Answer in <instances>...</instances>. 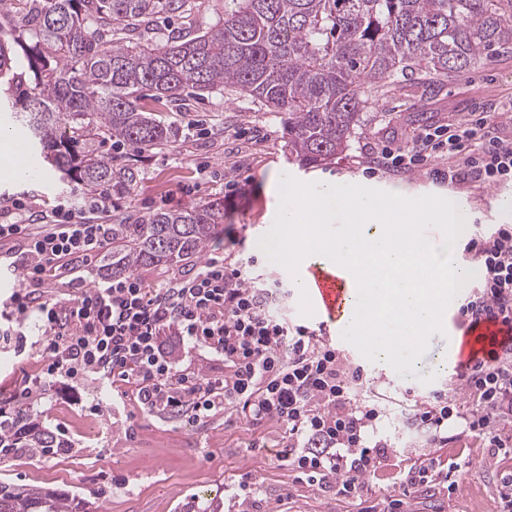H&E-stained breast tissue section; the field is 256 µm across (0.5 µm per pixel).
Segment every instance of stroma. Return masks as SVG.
<instances>
[{
    "label": "stroma",
    "mask_w": 512,
    "mask_h": 512,
    "mask_svg": "<svg viewBox=\"0 0 512 512\" xmlns=\"http://www.w3.org/2000/svg\"><path fill=\"white\" fill-rule=\"evenodd\" d=\"M510 98L512 49L442 82L398 79L366 112L348 148L320 167L306 168L289 159L280 115L230 87L199 95L187 91L163 106L167 122L179 130L174 143L116 150L106 142L98 150L117 154L119 165L135 175L130 185L111 190L116 215L131 222L158 210L219 203L224 222L209 251L239 239L242 250L256 259L252 277L262 282L286 275L258 246L273 223L275 184L284 174L303 183L316 178L359 184L410 198L454 196L466 203L472 224L487 228L512 223V211L501 206L504 199H512V186H451L423 170L366 172L376 148L404 147L415 131L448 124L467 112L497 113L500 102ZM228 179L233 188H225ZM18 199L48 213L65 203L90 205L89 192L53 169L41 179L0 178V213ZM20 286L16 276L0 273V326L19 327L27 341L22 350L16 339L0 342V391L7 394L21 391L26 375L42 362V349L35 342L44 332L41 324L33 316L20 325L12 318L9 298ZM350 364L364 371L356 403L381 410L368 440H384L392 448L370 481V498L404 495L407 512H501L500 480L512 474V454L488 459L485 449L471 440L430 451L439 462L456 458L461 463L451 497L428 487L406 494L400 487L403 474L418 464L416 450L424 441L411 421L414 404L441 392L470 406L459 382L449 380L444 371L427 384L395 376L359 354ZM109 392L114 395L111 407L97 412ZM23 411L64 446L52 457L0 459V482L66 493L87 502L90 512H365L366 499L339 497L298 479L289 460L278 455L287 436L273 420L255 426L224 413L191 425L143 409L131 387L118 383L108 390L91 374L46 384ZM244 480L254 483L255 494L238 495L236 487Z\"/></svg>",
    "instance_id": "35a3bbf8"
}]
</instances>
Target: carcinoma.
I'll return each instance as SVG.
<instances>
[{"label":"carcinoma","mask_w":512,"mask_h":512,"mask_svg":"<svg viewBox=\"0 0 512 512\" xmlns=\"http://www.w3.org/2000/svg\"><path fill=\"white\" fill-rule=\"evenodd\" d=\"M185 0H0L15 17L0 29V83L13 88L15 121L42 161L90 190L125 186L134 173L95 152L174 141L177 130L140 105L186 90L232 87L282 116L288 152L319 166L348 147L363 114L395 78L463 75L512 47V0H229L224 21L164 43L113 38ZM23 51L27 67L18 66ZM224 220L219 204L156 212L112 225L121 275L204 251ZM63 444L21 417L0 422V458L47 457ZM0 512H87L40 486L0 484Z\"/></svg>","instance_id":"1"}]
</instances>
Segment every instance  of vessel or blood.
I'll return each instance as SVG.
<instances>
[{"label": "vessel or blood", "instance_id": "b4317fda", "mask_svg": "<svg viewBox=\"0 0 512 512\" xmlns=\"http://www.w3.org/2000/svg\"><path fill=\"white\" fill-rule=\"evenodd\" d=\"M298 275L305 287L304 302L315 314L316 336L330 343L341 340L348 312L346 274L343 270L310 264L300 267ZM512 336V327L494 320L482 321L457 337L448 351V373L460 378L471 358L483 359Z\"/></svg>", "mask_w": 512, "mask_h": 512}]
</instances>
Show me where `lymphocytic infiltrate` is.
<instances>
[{
	"label": "lymphocytic infiltrate",
	"mask_w": 512,
	"mask_h": 512,
	"mask_svg": "<svg viewBox=\"0 0 512 512\" xmlns=\"http://www.w3.org/2000/svg\"><path fill=\"white\" fill-rule=\"evenodd\" d=\"M448 156L435 169L449 184L476 188L512 184V136L490 123L487 113H467L457 123L424 129L405 150L382 148L379 165L409 171ZM95 209L61 207L47 214L33 204L15 203L11 222L0 224L12 268L22 270L24 288L10 303L18 321L36 313L46 327L38 342L43 363L37 377L6 400L19 410L33 391L59 377L94 374L107 385H130L143 406L196 425L224 410L260 425L273 420L288 435L282 453L310 485L335 487L342 497L363 496L366 481L389 454L385 442L367 443L366 431L379 417L376 408L357 406L352 389L361 370L345 368L336 348L316 340L305 326H289L271 313L280 282L249 276L250 257H210L187 280L162 288L145 286L136 272L81 288V264L112 246V195L97 191ZM465 256L481 271L480 287L462 306L470 325L484 320L512 322V224H498L470 237ZM49 280L81 291L69 299L42 292ZM174 329L184 353L207 351L224 364L220 375L178 368L162 349L164 329ZM473 403L461 408L445 395L417 407L413 423L428 447L448 442V422L461 420L462 434L477 439L490 454L512 447V345L491 361L475 362L462 378ZM458 463L436 465L429 456L405 475L403 488L436 485L456 488Z\"/></svg>",
	"instance_id": "1"
}]
</instances>
